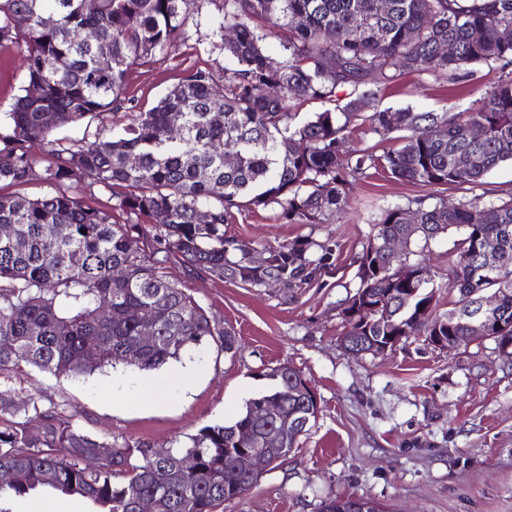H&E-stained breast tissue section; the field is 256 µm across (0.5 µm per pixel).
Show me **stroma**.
Returning <instances> with one entry per match:
<instances>
[{
  "label": "stroma",
  "mask_w": 512,
  "mask_h": 512,
  "mask_svg": "<svg viewBox=\"0 0 512 512\" xmlns=\"http://www.w3.org/2000/svg\"><path fill=\"white\" fill-rule=\"evenodd\" d=\"M217 0L191 13L182 40L142 60L126 92L149 109L196 69L224 78V52L213 31ZM498 76L481 67L475 80L407 75L383 93L387 106L458 112L482 98ZM27 79L24 46L0 43V116ZM512 191V163L479 185L426 189L393 178L359 181L346 214L324 224L288 223L276 206L236 214L225 239L253 260L269 249L306 242L304 283L254 285L172 264V280L236 337L232 351L210 345L192 353L188 386L171 366L144 373L117 368L80 377L38 370L0 375V390L19 389L42 405L73 414L84 430L156 448L186 443L207 424H231L271 386V369L289 364L313 387L319 412L282 464L265 471L225 512H319L322 501L353 496L386 512H512V358L492 340L446 351L413 336L395 352L355 355L339 341L341 310L359 285L357 259L382 208L426 194L455 202ZM153 391H145L144 380Z\"/></svg>",
  "instance_id": "obj_1"
}]
</instances>
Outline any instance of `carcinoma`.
<instances>
[{"label":"carcinoma","instance_id":"carcinoma-1","mask_svg":"<svg viewBox=\"0 0 512 512\" xmlns=\"http://www.w3.org/2000/svg\"><path fill=\"white\" fill-rule=\"evenodd\" d=\"M207 0H0V42L22 43L28 89L0 120V183L39 180L64 190L26 199L0 194V374L34 368L55 378L90 375L118 365L153 371L213 343L233 348L221 328L184 289L169 265L189 264L244 283L308 275L306 245L268 251L249 265L248 252L226 259L224 225L235 213L276 205L289 223L323 224L347 205L354 182L383 172L422 187L481 184L502 163H512V0H223L216 32H235L223 43L224 86L208 70L181 78L147 111L133 113L117 136L67 140L61 126L93 120L135 99L126 96L129 72L184 37L190 13ZM279 40L275 52L268 38ZM499 70L477 102L460 112L417 111L382 104V90L402 76L465 79L472 67ZM38 95L30 94V87ZM302 100L334 107L298 119ZM55 117L48 125L44 116ZM181 126L170 128L172 115ZM399 147L381 154L353 151L352 129ZM484 136L475 140L470 127ZM442 127V135L430 130ZM40 141L52 161L41 170L30 145ZM227 144L232 164L215 151ZM472 158L459 169V155ZM95 185L118 199L120 222L83 196ZM153 224L144 231L141 219ZM373 240L358 258L362 293L379 305L345 319V336H431L434 325L453 346L469 335V315L480 300L503 294L493 330L497 348L512 345V193L460 201L414 198L382 210ZM448 236V309L433 305L434 286L418 246ZM403 240L401 264L417 278L404 281L388 266L380 245ZM416 288L406 309L388 295ZM152 314L155 341L139 346L141 318ZM98 337L96 349L84 346ZM132 353L122 363L120 355ZM273 388L248 400L235 422L205 425L189 442L156 449L118 444L81 429L73 416L29 397L0 391V512L18 496L53 492L78 497L91 512H137L143 497L155 512H218L251 489L232 463L234 436L281 435L275 449L286 460L317 408L295 368L270 374ZM278 400L275 417L259 422L254 408ZM108 449L103 455L100 449ZM192 455V469L181 466Z\"/></svg>","mask_w":512,"mask_h":512}]
</instances>
